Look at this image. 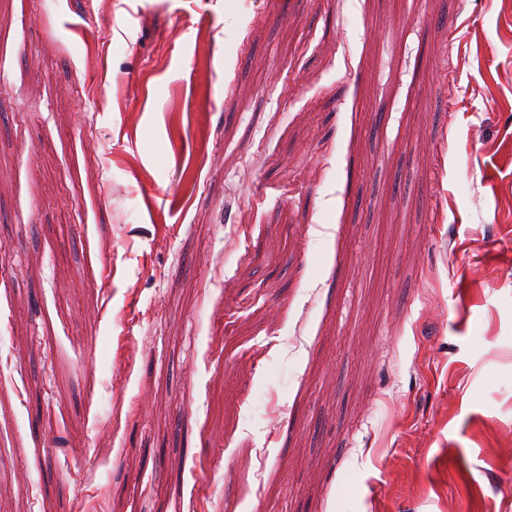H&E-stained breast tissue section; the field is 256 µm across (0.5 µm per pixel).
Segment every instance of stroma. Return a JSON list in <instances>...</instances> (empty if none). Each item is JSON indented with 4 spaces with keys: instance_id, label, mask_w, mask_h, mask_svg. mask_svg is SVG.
<instances>
[{
    "instance_id": "1",
    "label": "stroma",
    "mask_w": 512,
    "mask_h": 512,
    "mask_svg": "<svg viewBox=\"0 0 512 512\" xmlns=\"http://www.w3.org/2000/svg\"><path fill=\"white\" fill-rule=\"evenodd\" d=\"M0 512H512V0H0Z\"/></svg>"
}]
</instances>
